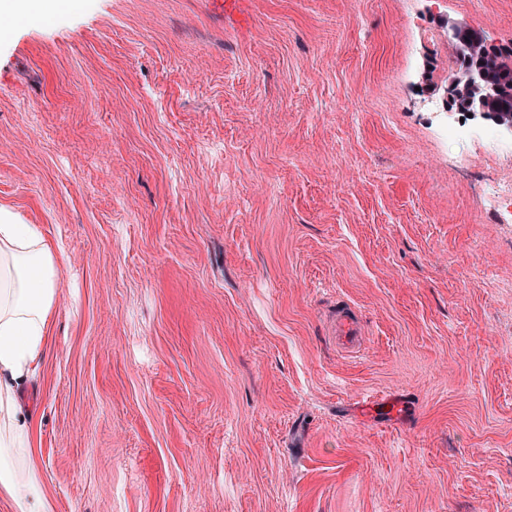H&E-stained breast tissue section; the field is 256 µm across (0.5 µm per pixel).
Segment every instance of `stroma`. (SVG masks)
Returning a JSON list of instances; mask_svg holds the SVG:
<instances>
[{"instance_id": "obj_1", "label": "stroma", "mask_w": 512, "mask_h": 512, "mask_svg": "<svg viewBox=\"0 0 512 512\" xmlns=\"http://www.w3.org/2000/svg\"><path fill=\"white\" fill-rule=\"evenodd\" d=\"M452 22L511 41L512 0H57L0 33V209L61 262L23 394L53 512H512L481 191L512 168L439 133ZM336 335L343 339V344L349 351H354L361 345L362 330L355 315L347 310L336 313Z\"/></svg>"}]
</instances>
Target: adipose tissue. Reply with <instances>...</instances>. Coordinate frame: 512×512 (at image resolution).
<instances>
[{
  "label": "adipose tissue",
  "mask_w": 512,
  "mask_h": 512,
  "mask_svg": "<svg viewBox=\"0 0 512 512\" xmlns=\"http://www.w3.org/2000/svg\"><path fill=\"white\" fill-rule=\"evenodd\" d=\"M59 265L37 225L0 218V496L14 512H52L29 460L32 413L19 396L44 359Z\"/></svg>",
  "instance_id": "adipose-tissue-1"
}]
</instances>
